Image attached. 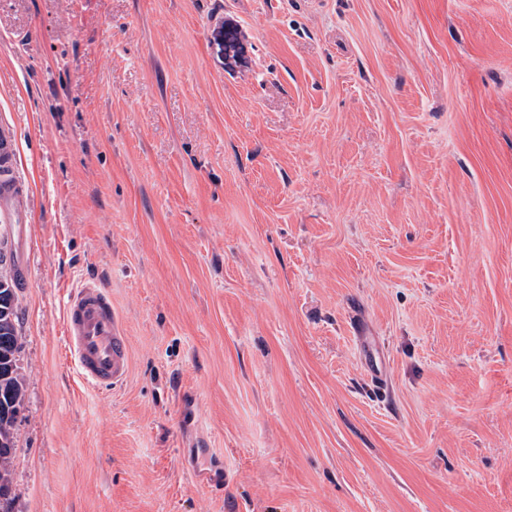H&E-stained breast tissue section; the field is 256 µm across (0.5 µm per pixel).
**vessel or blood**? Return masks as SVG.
I'll list each match as a JSON object with an SVG mask.
<instances>
[{"label": "vessel or blood", "mask_w": 512, "mask_h": 512, "mask_svg": "<svg viewBox=\"0 0 512 512\" xmlns=\"http://www.w3.org/2000/svg\"><path fill=\"white\" fill-rule=\"evenodd\" d=\"M21 197L18 183L0 185V222H7ZM67 355L82 379L98 389L124 384L131 373L129 338L112 298L90 278L69 295L64 308ZM195 479L209 487L224 480V461L217 458L209 467H198V452H191Z\"/></svg>", "instance_id": "b4317fda"}]
</instances>
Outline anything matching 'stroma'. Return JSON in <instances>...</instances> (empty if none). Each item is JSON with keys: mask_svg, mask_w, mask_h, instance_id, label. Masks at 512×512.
<instances>
[{"mask_svg": "<svg viewBox=\"0 0 512 512\" xmlns=\"http://www.w3.org/2000/svg\"><path fill=\"white\" fill-rule=\"evenodd\" d=\"M0 136L14 512H512V0H0ZM90 276L131 344L102 392ZM21 191L19 184L14 180L11 183L2 181V188L0 189V222L7 224L8 214L12 209L16 208L15 202H20ZM2 263L0 257V512H14L13 461L26 395L18 329L22 278L14 259L9 266ZM67 356L82 379L98 389L124 384L131 373L129 336L112 298L94 279H84L64 308ZM199 452L204 455L209 454V451L206 448H192L190 454V469L193 472L195 479L200 484L208 487H218V484L221 482L224 484V460L221 458H214L209 468L202 469L197 465Z\"/></svg>", "mask_w": 512, "mask_h": 512, "instance_id": "obj_1", "label": "stroma"}]
</instances>
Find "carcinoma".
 Returning a JSON list of instances; mask_svg holds the SVG:
<instances>
[{
    "label": "carcinoma",
    "mask_w": 512,
    "mask_h": 512,
    "mask_svg": "<svg viewBox=\"0 0 512 512\" xmlns=\"http://www.w3.org/2000/svg\"><path fill=\"white\" fill-rule=\"evenodd\" d=\"M241 44L235 28H224V59H236ZM21 273L15 263H0V512H14L13 461L18 420L24 410L26 374L19 334Z\"/></svg>",
    "instance_id": "cac0c4a2"
}]
</instances>
